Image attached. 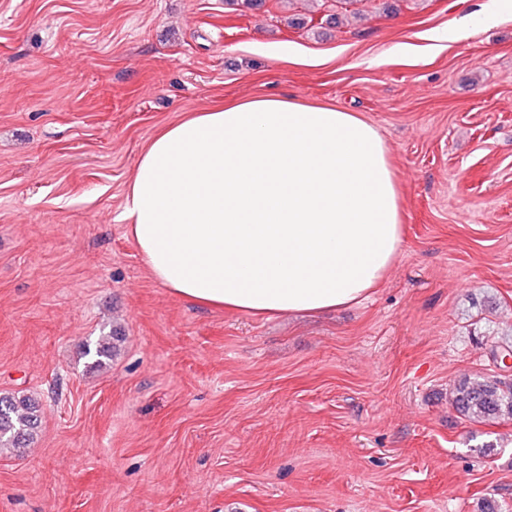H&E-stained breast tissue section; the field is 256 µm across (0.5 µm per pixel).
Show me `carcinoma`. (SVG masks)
I'll return each mask as SVG.
<instances>
[{
    "mask_svg": "<svg viewBox=\"0 0 512 512\" xmlns=\"http://www.w3.org/2000/svg\"><path fill=\"white\" fill-rule=\"evenodd\" d=\"M111 337H101L96 345L86 346L91 365L100 366L112 358ZM451 404L464 419L473 423L512 420V378L507 375L476 380L464 376L452 390ZM41 423L38 405L28 397H0V447L24 449Z\"/></svg>",
    "mask_w": 512,
    "mask_h": 512,
    "instance_id": "obj_1",
    "label": "carcinoma"
}]
</instances>
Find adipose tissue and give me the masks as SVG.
<instances>
[{
  "label": "adipose tissue",
  "mask_w": 512,
  "mask_h": 512,
  "mask_svg": "<svg viewBox=\"0 0 512 512\" xmlns=\"http://www.w3.org/2000/svg\"><path fill=\"white\" fill-rule=\"evenodd\" d=\"M151 276L182 301L255 317L358 304L402 243V192L360 114L281 95L162 129L124 204Z\"/></svg>",
  "instance_id": "1"
}]
</instances>
